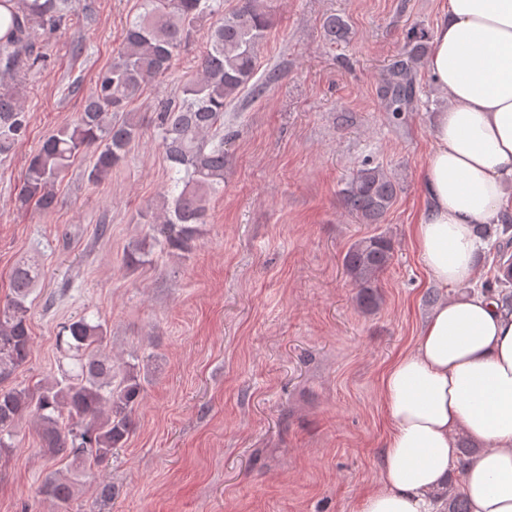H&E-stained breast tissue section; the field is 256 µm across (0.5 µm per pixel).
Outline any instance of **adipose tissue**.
<instances>
[{
  "instance_id": "obj_1",
  "label": "adipose tissue",
  "mask_w": 512,
  "mask_h": 512,
  "mask_svg": "<svg viewBox=\"0 0 512 512\" xmlns=\"http://www.w3.org/2000/svg\"><path fill=\"white\" fill-rule=\"evenodd\" d=\"M428 70L448 102L430 130L410 234L448 295L381 376L391 431L357 512H438L453 475L469 512H512V307L476 287L475 232L512 210V0H444ZM465 439L481 452L456 474Z\"/></svg>"
}]
</instances>
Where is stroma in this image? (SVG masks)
Masks as SVG:
<instances>
[{"label":"stroma","mask_w":512,"mask_h":512,"mask_svg":"<svg viewBox=\"0 0 512 512\" xmlns=\"http://www.w3.org/2000/svg\"><path fill=\"white\" fill-rule=\"evenodd\" d=\"M93 3L94 21L45 37L44 66L20 88L27 136L0 161V303L15 266L43 271L16 383L57 375L58 328L88 313L108 326L113 364L135 365L143 385L127 443L80 482V512H355L380 479L390 431L379 375L412 348L430 307L409 226L430 124L446 102L423 64L407 111L389 112L377 90L408 31L433 35L440 0H272L259 70L279 77L225 110L224 183L188 253L155 244L141 214L160 204L170 175L153 109L195 76L199 40L134 104L141 134L105 181H89L85 156L58 185L55 209L15 205L30 155L80 112L139 0ZM331 14L347 22L346 41L325 40ZM74 82L80 93L66 94ZM365 163L399 182L379 224L358 223L342 201ZM379 234L393 258L378 307L365 309L342 256ZM138 243L148 262L126 265ZM36 446L24 420L18 446L0 456V512H54L32 496L50 470Z\"/></svg>","instance_id":"obj_1"}]
</instances>
